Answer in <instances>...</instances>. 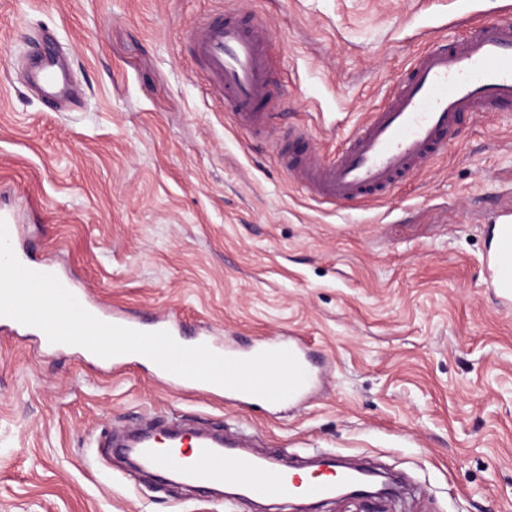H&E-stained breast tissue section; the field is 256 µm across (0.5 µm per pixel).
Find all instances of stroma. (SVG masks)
<instances>
[{"instance_id": "35a3bbf8", "label": "stroma", "mask_w": 512, "mask_h": 512, "mask_svg": "<svg viewBox=\"0 0 512 512\" xmlns=\"http://www.w3.org/2000/svg\"><path fill=\"white\" fill-rule=\"evenodd\" d=\"M502 0H0V211L35 258L104 308L177 317L230 346L304 337L309 399L247 408L104 367L0 328V512H254L131 471L105 443L145 419L243 428L255 450L332 451L407 474L377 512H512V307L486 275L512 216V113L464 116L429 166L381 199L320 203L276 137L333 156L432 39ZM273 34L284 105L242 129L201 83L187 38L229 10ZM63 54L74 100L46 108L24 64Z\"/></svg>"}]
</instances>
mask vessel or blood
<instances>
[{"label":"vessel or blood","mask_w":512,"mask_h":512,"mask_svg":"<svg viewBox=\"0 0 512 512\" xmlns=\"http://www.w3.org/2000/svg\"><path fill=\"white\" fill-rule=\"evenodd\" d=\"M190 38L208 87L223 100L230 119L242 127L266 125L282 101L268 87L271 35L264 22L245 25L236 16H218L195 25ZM32 81L50 103L67 88L66 77L50 53L38 57ZM497 110L512 111V23L507 22L481 25L453 45L430 44L416 58L407 81L393 91L386 105L367 115L333 160L318 153L301 131L292 135L289 145H277L276 150L287 159L289 174L309 195L339 204L389 192L444 148L446 136L463 113ZM65 287L104 322L143 332L166 331L177 342L186 340L180 322H138L103 308L73 282H66ZM280 346L307 370L304 385L289 398L297 404L316 382L308 345L292 336ZM135 449L142 467L160 475L178 474L200 489L235 486L255 499L324 501L335 497L337 487L356 475L334 458L325 478L307 479L281 457L236 453L226 447L223 437L198 434L188 440L176 430L168 432L162 443L152 434H140Z\"/></svg>","instance_id":"1"}]
</instances>
